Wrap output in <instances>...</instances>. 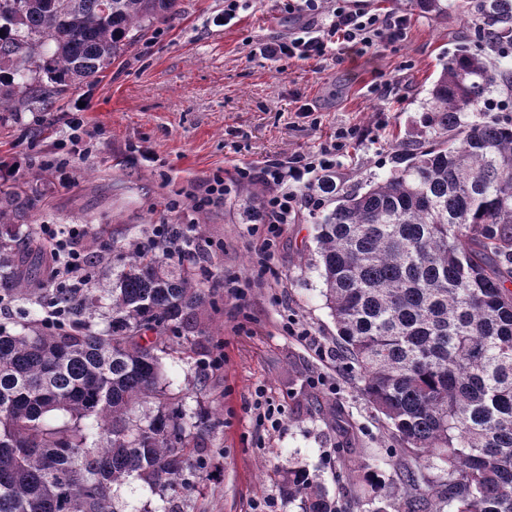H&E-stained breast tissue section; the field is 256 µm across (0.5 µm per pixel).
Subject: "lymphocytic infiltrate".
I'll use <instances>...</instances> for the list:
<instances>
[{
    "mask_svg": "<svg viewBox=\"0 0 512 512\" xmlns=\"http://www.w3.org/2000/svg\"><path fill=\"white\" fill-rule=\"evenodd\" d=\"M280 6L288 14L302 17L303 22L288 37L260 44L258 55L271 62L296 59L321 63L335 56L341 46L363 53L408 36L406 15L375 13L359 7L356 0H280ZM358 136L357 128L340 127L315 153L294 154L257 171L238 166L232 172L214 175L193 196L192 206L202 210L223 202L235 185L257 179L265 183L269 190L266 212L261 223L253 225L252 232L261 240L256 263L260 270H267L269 250L305 202L313 174L335 168L339 155ZM40 236L49 252V274L57 287H86L94 268L92 246L84 234L74 228L44 224Z\"/></svg>",
    "mask_w": 512,
    "mask_h": 512,
    "instance_id": "obj_1",
    "label": "lymphocytic infiltrate"
}]
</instances>
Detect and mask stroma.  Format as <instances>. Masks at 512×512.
<instances>
[{
	"label": "stroma",
	"instance_id": "obj_1",
	"mask_svg": "<svg viewBox=\"0 0 512 512\" xmlns=\"http://www.w3.org/2000/svg\"><path fill=\"white\" fill-rule=\"evenodd\" d=\"M408 16L405 41L319 64L272 63L250 50L297 26L278 0H249L229 22L224 0H181L175 20L155 24L101 82L68 92L57 111L0 114V187L41 175L18 202L17 234L64 224L104 244L93 287H111L123 246L147 242L154 225L187 229L206 220L199 248L168 258L199 274L205 301L191 357L165 362L171 391L201 429L204 465L167 501L128 480L117 491L119 512H299L281 485L289 468L321 480L340 512L370 509L351 504L348 472L398 492L387 422L359 392L321 294L317 224L300 212L263 275L250 233L265 211L263 184L232 187L202 214L167 203L235 166L315 152L341 126L361 134L334 169L344 188L389 173L421 128L440 58L463 34L453 17L416 9ZM386 79L395 80V93L373 94L372 84ZM306 103L315 107L309 118L298 114ZM136 145L154 162L133 153ZM290 316L312 341L288 335ZM219 355L217 369L211 361ZM260 389L280 410L278 428L256 420Z\"/></svg>",
	"mask_w": 512,
	"mask_h": 512
}]
</instances>
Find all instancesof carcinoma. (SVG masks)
Wrapping results in <instances>:
<instances>
[{"label": "carcinoma", "mask_w": 512, "mask_h": 512, "mask_svg": "<svg viewBox=\"0 0 512 512\" xmlns=\"http://www.w3.org/2000/svg\"><path fill=\"white\" fill-rule=\"evenodd\" d=\"M468 29L429 90L420 139L388 175L312 187L323 296L359 390L414 465L395 463L393 512H512V121L466 122L512 88V0H408ZM180 0H0V112L104 76ZM18 193L0 191L5 294L61 301L57 328L0 327V512H118V487L189 486L202 443L172 403L163 359L192 328L203 289L166 246L132 242L107 296L38 278L45 244L17 243ZM108 300L110 320L89 319ZM439 470L429 478L423 470ZM302 512H336L304 470L283 476Z\"/></svg>", "instance_id": "1"}]
</instances>
